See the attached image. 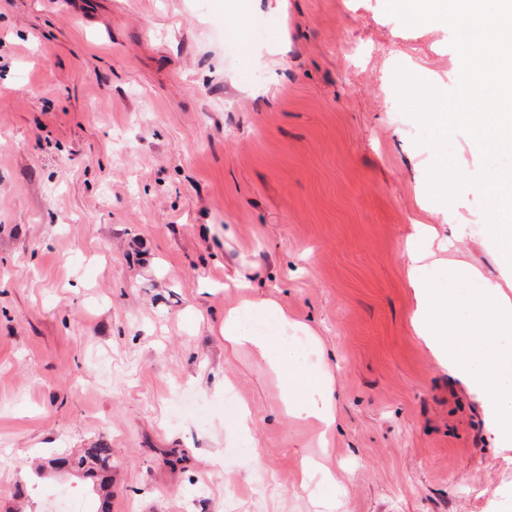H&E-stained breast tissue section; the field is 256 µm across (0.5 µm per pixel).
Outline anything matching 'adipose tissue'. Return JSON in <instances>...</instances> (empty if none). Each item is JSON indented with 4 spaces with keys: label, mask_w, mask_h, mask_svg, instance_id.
Listing matches in <instances>:
<instances>
[{
    "label": "adipose tissue",
    "mask_w": 512,
    "mask_h": 512,
    "mask_svg": "<svg viewBox=\"0 0 512 512\" xmlns=\"http://www.w3.org/2000/svg\"><path fill=\"white\" fill-rule=\"evenodd\" d=\"M265 316L274 318L275 328L261 331L251 327V320ZM300 328L287 307L254 299L225 312L224 343L234 349L255 350L265 366L280 376L288 416L326 428L335 421V389L318 360L320 349L316 341H291V333Z\"/></svg>",
    "instance_id": "obj_1"
}]
</instances>
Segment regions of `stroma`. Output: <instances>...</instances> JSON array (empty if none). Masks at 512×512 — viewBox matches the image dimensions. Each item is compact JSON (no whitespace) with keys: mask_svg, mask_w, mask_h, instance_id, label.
Segmentation results:
<instances>
[{"mask_svg":"<svg viewBox=\"0 0 512 512\" xmlns=\"http://www.w3.org/2000/svg\"><path fill=\"white\" fill-rule=\"evenodd\" d=\"M235 3L0 0V512H93L46 462L102 441L111 512H323L298 481L319 454L348 475L335 512H512V450L412 324L414 221L473 228L430 274L500 277L479 191L430 197L399 109L397 68L456 86L450 29L385 0ZM247 294L316 333L326 448L225 347Z\"/></svg>","mask_w":512,"mask_h":512,"instance_id":"35a3bbf8","label":"stroma"}]
</instances>
